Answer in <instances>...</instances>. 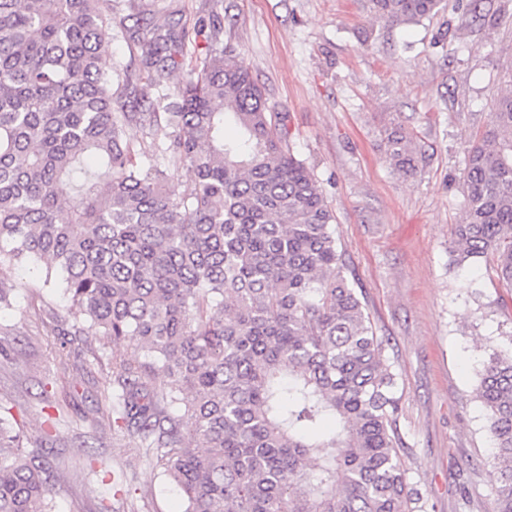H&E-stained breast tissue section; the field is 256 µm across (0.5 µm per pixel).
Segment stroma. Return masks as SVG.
Here are the masks:
<instances>
[{
	"label": "stroma",
	"mask_w": 512,
	"mask_h": 512,
	"mask_svg": "<svg viewBox=\"0 0 512 512\" xmlns=\"http://www.w3.org/2000/svg\"><path fill=\"white\" fill-rule=\"evenodd\" d=\"M110 0L104 72L138 67L126 33L137 15ZM184 20L215 10L234 48L287 113L288 140L325 191L344 272L366 305L398 376L397 429L414 512H497V472L486 411L474 395L489 354L512 348V290L493 257L456 267L453 229L465 205L464 157L512 88V0H485L470 23L468 0L433 19L396 24L368 0H138ZM402 128L423 160L391 165L384 132ZM39 270L0 265L16 295L0 311V413H11L55 469L49 512H184L177 488L129 435L110 429L103 384L132 345L96 333L59 356L66 306ZM112 461L102 478L82 455Z\"/></svg>",
	"instance_id": "1"
}]
</instances>
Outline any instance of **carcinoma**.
I'll use <instances>...</instances> for the list:
<instances>
[{
	"label": "carcinoma",
	"mask_w": 512,
	"mask_h": 512,
	"mask_svg": "<svg viewBox=\"0 0 512 512\" xmlns=\"http://www.w3.org/2000/svg\"><path fill=\"white\" fill-rule=\"evenodd\" d=\"M104 2L0 0V263H45L71 335L101 331L141 353L112 358L107 420L155 452L184 512H410L398 378L287 116L224 47L217 11L191 28L176 10L145 14L129 35L138 72L105 74ZM370 3L401 24L446 7ZM132 126L153 142L133 141ZM386 146L396 167L418 168L410 136L392 130ZM148 149L191 166L190 190L177 197L160 166L143 169ZM465 171L452 262L491 254L512 288V92L470 141ZM476 398L498 512H512V350L489 355ZM54 485L53 466L0 417V512H47Z\"/></svg>",
	"instance_id": "cac0c4a2"
}]
</instances>
